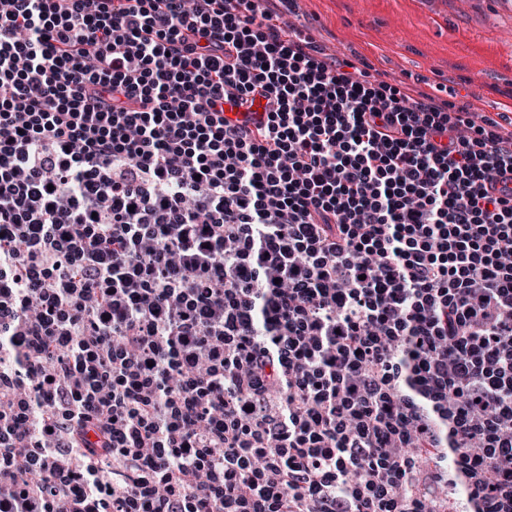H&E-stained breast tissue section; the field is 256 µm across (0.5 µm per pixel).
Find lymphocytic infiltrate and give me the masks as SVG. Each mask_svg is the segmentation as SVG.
<instances>
[{
    "label": "lymphocytic infiltrate",
    "mask_w": 512,
    "mask_h": 512,
    "mask_svg": "<svg viewBox=\"0 0 512 512\" xmlns=\"http://www.w3.org/2000/svg\"><path fill=\"white\" fill-rule=\"evenodd\" d=\"M348 66L252 0H0V512H512V144Z\"/></svg>",
    "instance_id": "1"
}]
</instances>
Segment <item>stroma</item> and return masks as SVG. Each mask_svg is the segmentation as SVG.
Listing matches in <instances>:
<instances>
[{
    "label": "stroma",
    "instance_id": "35a3bbf8",
    "mask_svg": "<svg viewBox=\"0 0 512 512\" xmlns=\"http://www.w3.org/2000/svg\"><path fill=\"white\" fill-rule=\"evenodd\" d=\"M325 60L349 59L407 101L512 110V0H280Z\"/></svg>",
    "mask_w": 512,
    "mask_h": 512
}]
</instances>
